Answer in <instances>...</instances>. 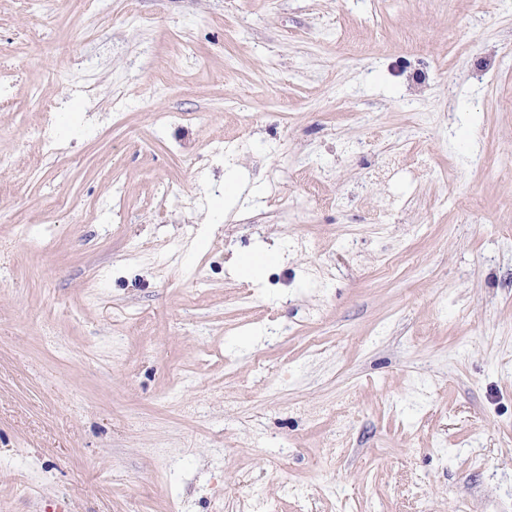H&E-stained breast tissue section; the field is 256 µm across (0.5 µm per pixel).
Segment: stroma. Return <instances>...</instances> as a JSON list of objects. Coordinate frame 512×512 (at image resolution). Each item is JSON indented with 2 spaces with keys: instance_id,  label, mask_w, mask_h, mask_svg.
Listing matches in <instances>:
<instances>
[{
  "instance_id": "stroma-1",
  "label": "stroma",
  "mask_w": 512,
  "mask_h": 512,
  "mask_svg": "<svg viewBox=\"0 0 512 512\" xmlns=\"http://www.w3.org/2000/svg\"><path fill=\"white\" fill-rule=\"evenodd\" d=\"M0 64V512H512V0H0Z\"/></svg>"
}]
</instances>
